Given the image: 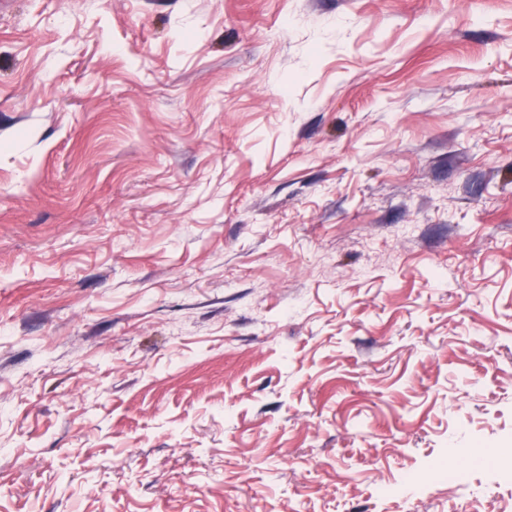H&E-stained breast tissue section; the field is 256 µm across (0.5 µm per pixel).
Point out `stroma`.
Returning <instances> with one entry per match:
<instances>
[{"mask_svg":"<svg viewBox=\"0 0 512 512\" xmlns=\"http://www.w3.org/2000/svg\"><path fill=\"white\" fill-rule=\"evenodd\" d=\"M0 512H512V0H0ZM493 470L496 466V455L492 449H485L480 453L473 454L471 463L452 470L447 466L432 464V471L438 476L448 479V482L455 483L460 487H467L470 466Z\"/></svg>","mask_w":512,"mask_h":512,"instance_id":"obj_1","label":"stroma"}]
</instances>
